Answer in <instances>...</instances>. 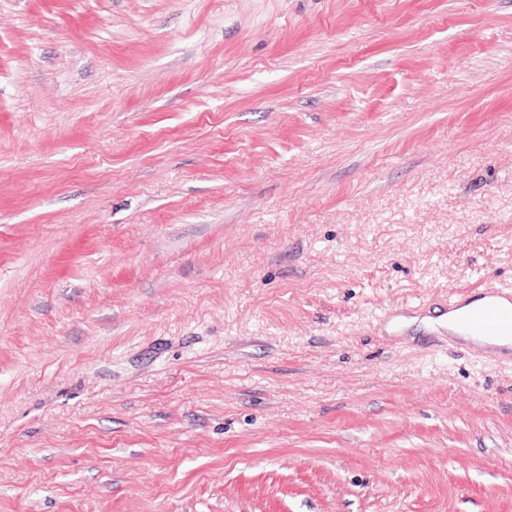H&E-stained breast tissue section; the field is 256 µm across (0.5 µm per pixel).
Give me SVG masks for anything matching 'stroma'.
I'll use <instances>...</instances> for the list:
<instances>
[{
	"label": "stroma",
	"mask_w": 512,
	"mask_h": 512,
	"mask_svg": "<svg viewBox=\"0 0 512 512\" xmlns=\"http://www.w3.org/2000/svg\"><path fill=\"white\" fill-rule=\"evenodd\" d=\"M512 0H0V512H512ZM491 304L509 306V302L500 297L484 295L483 297L476 298L465 307L448 313V333L451 335L464 333L460 327V321L463 316L469 311ZM466 325L471 331V336H490L481 338V341L482 344L494 351L508 352L510 350L512 336L507 334L503 336L498 335L505 331L512 334V307L508 309L487 307L475 310L467 318Z\"/></svg>",
	"instance_id": "obj_1"
}]
</instances>
